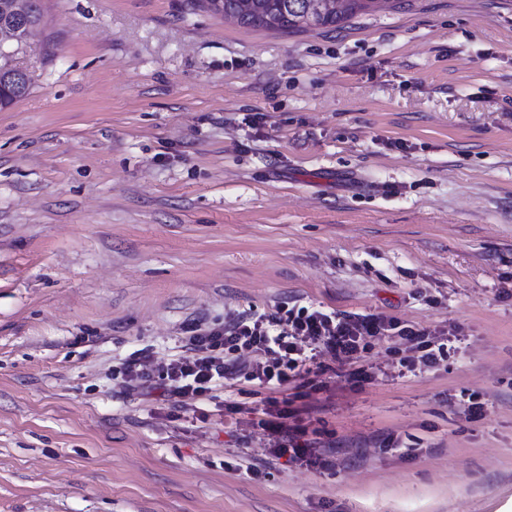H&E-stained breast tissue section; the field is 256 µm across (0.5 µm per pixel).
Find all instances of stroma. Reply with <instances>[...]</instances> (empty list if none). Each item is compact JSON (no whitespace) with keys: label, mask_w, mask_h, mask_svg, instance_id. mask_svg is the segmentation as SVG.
I'll list each match as a JSON object with an SVG mask.
<instances>
[{"label":"stroma","mask_w":512,"mask_h":512,"mask_svg":"<svg viewBox=\"0 0 512 512\" xmlns=\"http://www.w3.org/2000/svg\"><path fill=\"white\" fill-rule=\"evenodd\" d=\"M0 109V512H496L512 497V0H379L279 32L193 0H41ZM458 329L371 380L120 369L279 302ZM481 395L484 414L460 410ZM289 401L335 452L271 460ZM124 370L126 387L129 391H143L150 387L153 370L147 368V364L142 358L130 359L126 362Z\"/></svg>","instance_id":"35a3bbf8"}]
</instances>
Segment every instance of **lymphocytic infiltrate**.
<instances>
[{"label":"lymphocytic infiltrate","instance_id":"obj_1","mask_svg":"<svg viewBox=\"0 0 512 512\" xmlns=\"http://www.w3.org/2000/svg\"><path fill=\"white\" fill-rule=\"evenodd\" d=\"M445 330L406 326L378 315L327 314L306 307L276 306L269 313L225 316L223 324L193 321L184 328L192 356L162 366L170 395L188 401L205 394L215 380L245 381L278 387L324 372L323 356H330L350 378L368 381L375 374L366 355L375 342L400 338L401 367L444 362L451 350ZM255 427L264 431L271 457L328 464L331 451L308 429L290 422L287 410L269 400Z\"/></svg>","mask_w":512,"mask_h":512}]
</instances>
